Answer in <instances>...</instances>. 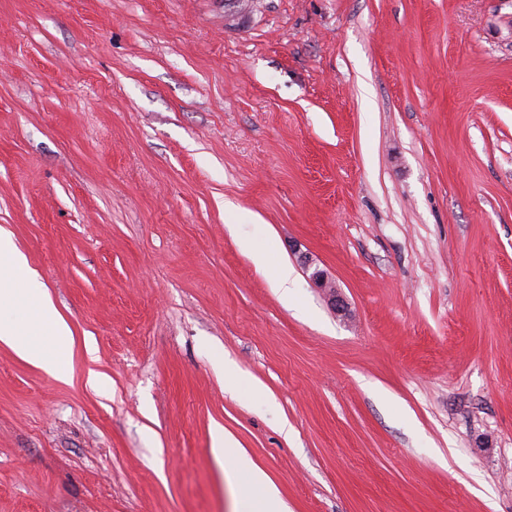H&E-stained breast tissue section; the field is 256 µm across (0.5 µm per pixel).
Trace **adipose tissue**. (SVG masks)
<instances>
[{"instance_id":"1","label":"adipose tissue","mask_w":512,"mask_h":512,"mask_svg":"<svg viewBox=\"0 0 512 512\" xmlns=\"http://www.w3.org/2000/svg\"><path fill=\"white\" fill-rule=\"evenodd\" d=\"M0 343L13 349L30 365L52 372L60 381L72 376L74 336L50 294L13 242L0 228ZM27 304L23 315L9 314L15 301ZM216 457L229 456L246 476L236 488L232 512H291L277 485L221 425L212 429Z\"/></svg>"}]
</instances>
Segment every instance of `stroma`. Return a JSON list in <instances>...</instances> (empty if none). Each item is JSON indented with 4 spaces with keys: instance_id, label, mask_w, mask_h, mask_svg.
Returning a JSON list of instances; mask_svg holds the SVG:
<instances>
[{
    "instance_id": "stroma-1",
    "label": "stroma",
    "mask_w": 512,
    "mask_h": 512,
    "mask_svg": "<svg viewBox=\"0 0 512 512\" xmlns=\"http://www.w3.org/2000/svg\"><path fill=\"white\" fill-rule=\"evenodd\" d=\"M0 226L75 339L0 344V512H231L217 423L292 512H512V0H0ZM270 280L274 288L281 293L282 296L288 298V294L292 293L294 289L293 271L287 262H278L270 275ZM311 278L317 284V286L321 288V290L325 293V295L328 297L330 305L336 311L342 312L345 310L344 300L340 293L338 292V289H336L334 282L326 272L317 269L312 273ZM219 371L224 373V383L227 388L242 391L252 385L250 379L229 359L219 364Z\"/></svg>"
}]
</instances>
